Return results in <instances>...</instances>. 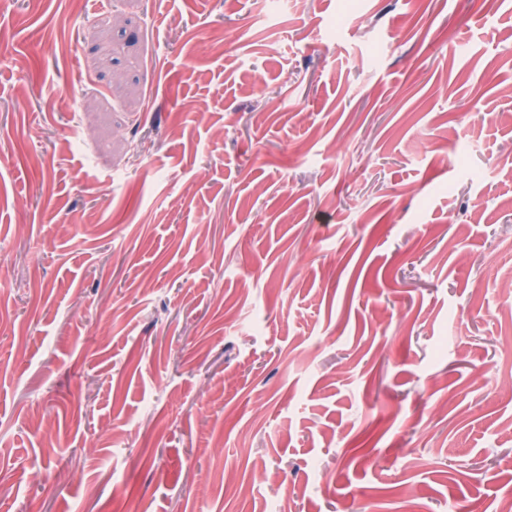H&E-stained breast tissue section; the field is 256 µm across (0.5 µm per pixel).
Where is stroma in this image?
<instances>
[{"instance_id":"stroma-1","label":"stroma","mask_w":512,"mask_h":512,"mask_svg":"<svg viewBox=\"0 0 512 512\" xmlns=\"http://www.w3.org/2000/svg\"><path fill=\"white\" fill-rule=\"evenodd\" d=\"M510 494L512 0H0V512Z\"/></svg>"}]
</instances>
